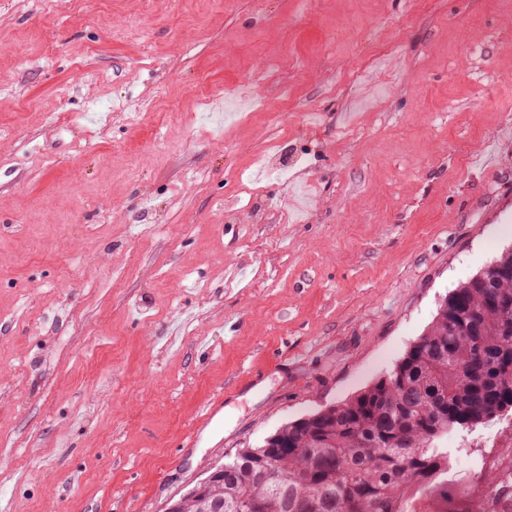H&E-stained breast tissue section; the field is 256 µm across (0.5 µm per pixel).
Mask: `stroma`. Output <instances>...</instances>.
Returning <instances> with one entry per match:
<instances>
[{
  "instance_id": "obj_1",
  "label": "stroma",
  "mask_w": 512,
  "mask_h": 512,
  "mask_svg": "<svg viewBox=\"0 0 512 512\" xmlns=\"http://www.w3.org/2000/svg\"><path fill=\"white\" fill-rule=\"evenodd\" d=\"M509 124L512 0H0V512H162L385 376L512 248ZM265 205L253 198L248 208L240 205L239 199L230 197L224 201V221L246 224H262L266 220Z\"/></svg>"
}]
</instances>
